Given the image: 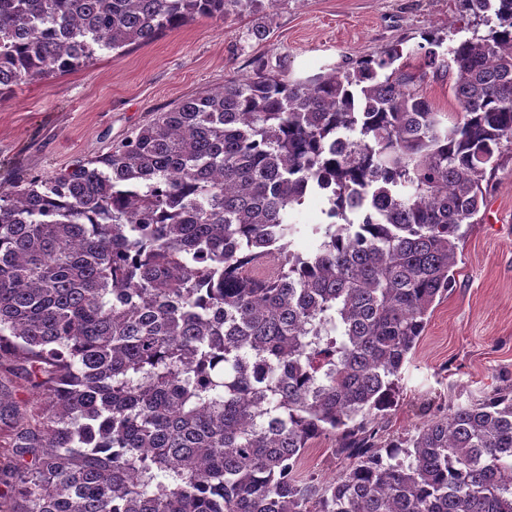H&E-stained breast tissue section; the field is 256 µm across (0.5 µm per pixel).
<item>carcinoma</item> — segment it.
<instances>
[{
	"label": "carcinoma",
	"mask_w": 512,
	"mask_h": 512,
	"mask_svg": "<svg viewBox=\"0 0 512 512\" xmlns=\"http://www.w3.org/2000/svg\"><path fill=\"white\" fill-rule=\"evenodd\" d=\"M464 2L488 35L419 45L454 112L397 45L305 81L258 59L0 192L3 512H512V384L381 433L512 144V0ZM262 7L0 0V98ZM322 438L348 460L329 482L299 476ZM324 203L318 197L307 199L303 205L297 207L293 214L295 224L311 226L312 224H323L326 216L322 213Z\"/></svg>",
	"instance_id": "1"
}]
</instances>
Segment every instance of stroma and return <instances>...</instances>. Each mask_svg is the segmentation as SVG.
<instances>
[{"instance_id": "stroma-1", "label": "stroma", "mask_w": 512, "mask_h": 512, "mask_svg": "<svg viewBox=\"0 0 512 512\" xmlns=\"http://www.w3.org/2000/svg\"><path fill=\"white\" fill-rule=\"evenodd\" d=\"M268 24L265 40L251 29ZM489 31L461 0H276L259 14L200 18L125 52L101 50L89 64L17 86L0 99V187L49 177L91 158L174 102L252 72L263 58L293 79L351 70L394 44L410 51L425 33L445 46ZM456 283L438 304L401 371L385 420L392 437L414 432L449 404H465L512 383V150L488 178L477 223L466 226Z\"/></svg>"}]
</instances>
